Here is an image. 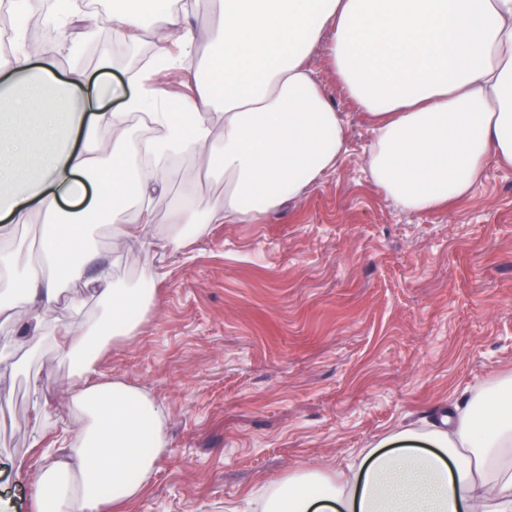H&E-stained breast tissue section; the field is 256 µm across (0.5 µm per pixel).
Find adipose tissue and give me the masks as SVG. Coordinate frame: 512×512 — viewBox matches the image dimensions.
<instances>
[{
	"label": "adipose tissue",
	"instance_id": "ef3b65f1",
	"mask_svg": "<svg viewBox=\"0 0 512 512\" xmlns=\"http://www.w3.org/2000/svg\"><path fill=\"white\" fill-rule=\"evenodd\" d=\"M16 31L0 54V315L22 313L23 347L50 345L69 363V402L79 427L38 476L35 512H123L151 484L167 450L159 402L97 362L130 338L156 303V273L115 285L98 268L87 285L107 299L105 324L57 330L56 272L78 276L95 254L80 228L88 212L130 195L134 223L112 220L124 250H179L188 226L261 220L336 170L348 151L347 123L328 101L310 59L325 51L347 97L371 123V182L403 210H431L466 196L488 162L512 166V0H112L104 19L77 0H7ZM40 15L53 37L40 59L25 43ZM115 37L155 35L153 59L184 72L193 94L174 121L145 81L130 79L119 111L90 112L101 86L61 72L100 23ZM82 98L68 117L50 110L58 94ZM148 114L152 137L133 140L130 115ZM112 157L111 173L99 161ZM191 156L222 174L224 195L191 198L163 231L149 200L166 191L165 164ZM35 157L40 173L4 192L16 165ZM50 216L59 231L40 260L18 265L11 225ZM441 427L402 429L362 449L339 476L311 468L254 491L249 512H512V377L465 390Z\"/></svg>",
	"mask_w": 512,
	"mask_h": 512
}]
</instances>
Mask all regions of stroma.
Segmentation results:
<instances>
[{"label":"stroma","mask_w":512,"mask_h":512,"mask_svg":"<svg viewBox=\"0 0 512 512\" xmlns=\"http://www.w3.org/2000/svg\"><path fill=\"white\" fill-rule=\"evenodd\" d=\"M109 59L63 58L117 84L140 69L152 38L113 39ZM311 66L348 126V152L298 200L256 224H210L184 248L115 256L108 218L84 226L113 280L161 269L156 306L99 372L141 388L164 408L167 452L132 512H225L249 490L300 468L335 469L399 429L423 427L466 388L512 376V168L489 165L452 205L407 212L371 185L370 124L342 92L325 54ZM224 179L194 161L169 167L155 229L189 193L214 197ZM62 276L57 324L101 322L108 306ZM68 363L51 349L0 380V498L32 512L42 465L33 451L35 401L76 428ZM39 383L40 395L31 392ZM26 456L27 481L10 457Z\"/></svg>","instance_id":"stroma-1"}]
</instances>
